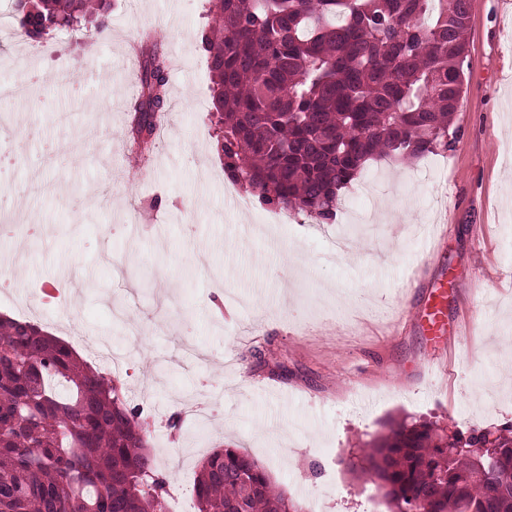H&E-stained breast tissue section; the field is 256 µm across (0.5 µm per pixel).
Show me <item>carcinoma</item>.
Instances as JSON below:
<instances>
[{
  "label": "carcinoma",
  "mask_w": 512,
  "mask_h": 512,
  "mask_svg": "<svg viewBox=\"0 0 512 512\" xmlns=\"http://www.w3.org/2000/svg\"><path fill=\"white\" fill-rule=\"evenodd\" d=\"M110 0H15L29 38L105 16ZM202 32L224 174L263 205L322 221L376 159L448 149L460 109L469 0H208ZM170 61L139 65L133 139L153 144ZM144 408L56 336L0 318V512H166L170 477ZM362 476L393 512H512V424L450 431L387 421ZM196 512H302L267 469L215 448L193 482Z\"/></svg>",
  "instance_id": "1"
}]
</instances>
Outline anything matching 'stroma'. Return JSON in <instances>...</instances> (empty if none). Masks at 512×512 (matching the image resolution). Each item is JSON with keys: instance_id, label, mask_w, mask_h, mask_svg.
<instances>
[{"instance_id": "35a3bbf8", "label": "stroma", "mask_w": 512, "mask_h": 512, "mask_svg": "<svg viewBox=\"0 0 512 512\" xmlns=\"http://www.w3.org/2000/svg\"><path fill=\"white\" fill-rule=\"evenodd\" d=\"M212 23L207 0H117L96 43L53 32L57 58L8 43L11 78L42 80L0 104L23 130L0 135V211L16 217L0 238L14 280L0 315L25 319L33 286L59 290L34 323L108 346L173 487L232 447L302 506L388 512L346 465L385 421L512 423V0H470L452 147L376 161L383 181L357 201L344 192L354 210L328 224L266 223L265 205L225 195L200 44ZM149 29L177 64L140 165L131 45ZM62 65L69 83L46 80Z\"/></svg>"}]
</instances>
